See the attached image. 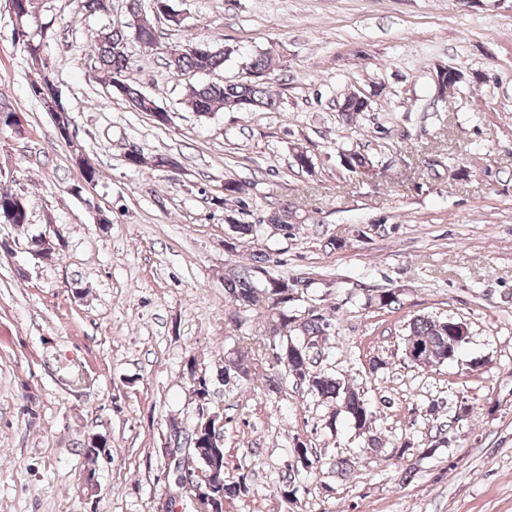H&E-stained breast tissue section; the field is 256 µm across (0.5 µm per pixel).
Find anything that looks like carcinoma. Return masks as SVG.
<instances>
[{"mask_svg":"<svg viewBox=\"0 0 512 512\" xmlns=\"http://www.w3.org/2000/svg\"><path fill=\"white\" fill-rule=\"evenodd\" d=\"M127 43V35L122 31L109 30L96 34L92 40V50L97 59L99 69L106 72L109 77V86L113 94L139 107L141 112L153 111L156 102L146 96L135 86L127 83L124 72L128 66V56L123 53L122 45ZM26 57H42V73L40 81L31 84L32 95L38 100L44 111L53 113L64 112L63 102L56 99L55 85L51 70L45 60V34L26 33L21 44ZM236 53L230 45L222 49L211 48V53L195 55L184 52V49H175L170 53L168 64H176L182 72H214L224 66V62ZM280 66V61L265 52H258L248 58L245 69L248 72L273 71ZM186 107L203 117L211 114L220 107L229 112H257L275 110L280 105V99L268 90L267 83L246 79L238 82H217L191 85L188 87L184 99ZM370 103L356 95H348L337 103L338 111L344 120L352 124L369 111ZM373 167L371 159L357 151L348 153V169L357 174ZM283 214L293 215L295 222L284 225L287 236L295 235L296 227L301 224V217L292 206L286 202L267 217L268 223L280 219ZM272 256L264 251L252 253L251 262L230 270L224 275V292L232 311L228 313L230 321L240 322L241 315L256 312L261 316L262 333L266 337H274L276 354H281L288 347V341L296 344L302 342L305 336H328L335 328L337 317L335 312L328 314H307L300 326H295L298 300L294 298L295 280L269 275L268 263ZM269 295V303L258 306V294ZM376 304L381 308L394 309L401 306L400 298L395 292L385 291L374 298H367L366 304ZM451 318L439 319L419 316L411 320L404 344H421L441 362L448 361V355H457V352H448V324ZM298 376L295 381L305 386L316 398L339 404L349 423L363 425L371 421L372 411L361 394L339 379L315 369L314 360L301 353L295 360ZM187 443L192 449V456L199 461L206 478L212 483L210 492L211 501L215 502L219 512H224V503L242 499L250 494L246 482H228L226 480L225 453H215L209 439L199 437L192 432L187 433Z\"/></svg>","mask_w":512,"mask_h":512,"instance_id":"1","label":"carcinoma"}]
</instances>
